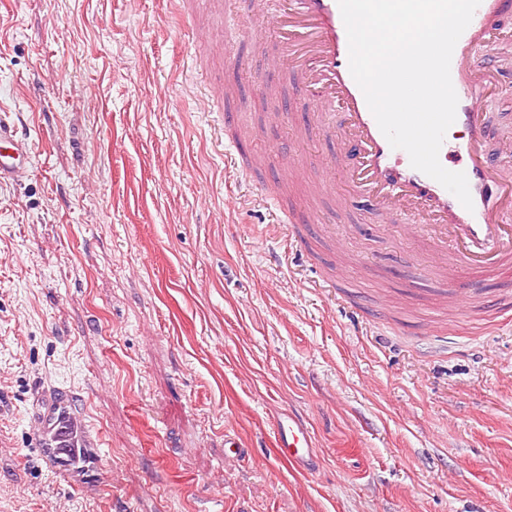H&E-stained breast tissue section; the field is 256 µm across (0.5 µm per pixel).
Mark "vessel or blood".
Returning <instances> with one entry per match:
<instances>
[{
	"label": "vessel or blood",
	"mask_w": 512,
	"mask_h": 512,
	"mask_svg": "<svg viewBox=\"0 0 512 512\" xmlns=\"http://www.w3.org/2000/svg\"><path fill=\"white\" fill-rule=\"evenodd\" d=\"M266 0H254L248 35L261 40L267 27L279 37L275 65L308 92L311 109L334 112V133L343 144L339 178L351 195L385 215L387 223L407 222L414 240L425 243L449 306L461 308L483 294V273L512 266V164L483 150L486 127L475 104L489 92L483 77V50L498 39L503 18L512 16V0H481L459 38L450 73L458 96L455 124L467 132L444 141L443 167L465 173L474 208L466 210L441 184L414 169L406 151L392 148L349 70V46L338 0H279L268 15ZM32 174L30 147L23 128L0 118V183L21 184ZM471 272L458 285V271ZM487 326L512 324V291L495 294L485 311ZM280 458L302 465L313 457V441L297 417L277 421Z\"/></svg>",
	"instance_id": "b4317fda"
}]
</instances>
